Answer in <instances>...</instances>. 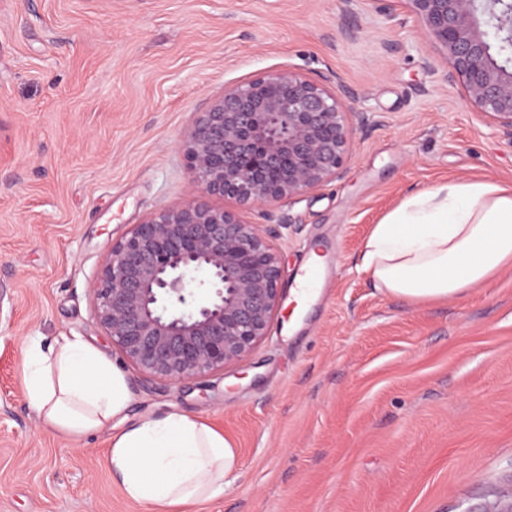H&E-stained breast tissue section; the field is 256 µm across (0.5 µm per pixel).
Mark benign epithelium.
<instances>
[{
    "mask_svg": "<svg viewBox=\"0 0 512 512\" xmlns=\"http://www.w3.org/2000/svg\"><path fill=\"white\" fill-rule=\"evenodd\" d=\"M448 56V82L512 141V0H405ZM355 128L336 89L291 68L224 87L181 142L199 192L266 216L340 176ZM278 228L192 200L112 241L91 293L100 327L141 373L169 384L244 357L281 303Z\"/></svg>",
    "mask_w": 512,
    "mask_h": 512,
    "instance_id": "1",
    "label": "benign epithelium"
}]
</instances>
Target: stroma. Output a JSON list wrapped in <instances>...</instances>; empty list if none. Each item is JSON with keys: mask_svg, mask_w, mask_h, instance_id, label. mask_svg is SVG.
Listing matches in <instances>:
<instances>
[{"mask_svg": "<svg viewBox=\"0 0 512 512\" xmlns=\"http://www.w3.org/2000/svg\"><path fill=\"white\" fill-rule=\"evenodd\" d=\"M289 67L339 85L357 125L341 175L270 208L283 294L314 244L317 300L283 304L242 359L167 385L94 316L113 240L198 190L179 148L225 85ZM405 0H0V512H143L113 483V430L43 427L26 341L78 336L126 375L128 422L181 411L235 448L191 512H512V268L412 303L363 266L374 224L451 180L512 186V141L448 81Z\"/></svg>", "mask_w": 512, "mask_h": 512, "instance_id": "35a3bbf8", "label": "stroma"}]
</instances>
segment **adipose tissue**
Returning a JSON list of instances; mask_svg holds the SVG:
<instances>
[{
	"mask_svg": "<svg viewBox=\"0 0 512 512\" xmlns=\"http://www.w3.org/2000/svg\"><path fill=\"white\" fill-rule=\"evenodd\" d=\"M363 262L377 288L408 301L462 295L512 266V186L452 181L407 196L375 224ZM24 382L41 423L73 438L123 417L131 402L124 372L76 336L46 349L30 340ZM235 459L222 433L171 411L114 435L107 464L128 500L169 512L222 496Z\"/></svg>",
	"mask_w": 512,
	"mask_h": 512,
	"instance_id": "adipose-tissue-1",
	"label": "adipose tissue"
}]
</instances>
